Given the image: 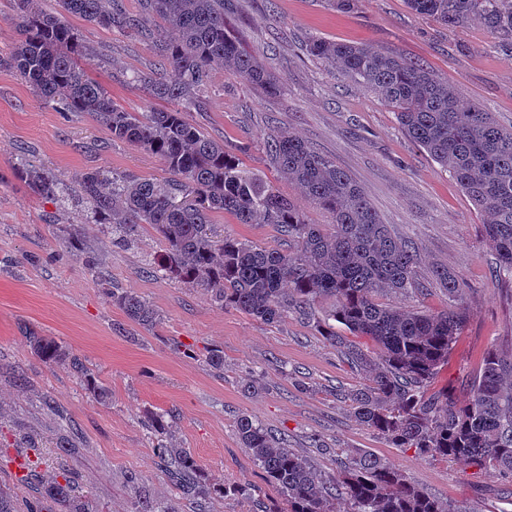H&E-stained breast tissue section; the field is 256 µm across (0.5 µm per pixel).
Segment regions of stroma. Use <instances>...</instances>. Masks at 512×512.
I'll return each mask as SVG.
<instances>
[{
	"instance_id": "35a3bbf8",
	"label": "stroma",
	"mask_w": 512,
	"mask_h": 512,
	"mask_svg": "<svg viewBox=\"0 0 512 512\" xmlns=\"http://www.w3.org/2000/svg\"><path fill=\"white\" fill-rule=\"evenodd\" d=\"M67 22L91 54L89 77L117 105L129 112L154 107L136 79L158 65L151 41L74 16ZM227 29L286 90L267 94L219 67L208 78L201 109L187 120L320 224L325 216L274 164L267 141L294 133L344 170L383 223L419 255L420 292L381 294L378 302L437 313L448 298L434 269L461 276L469 318L432 388H452L465 402L484 352L512 344V286L493 278L496 255L484 216L405 134L395 112L346 73L310 59L305 43L319 36L424 64L462 100L481 104L508 127L512 41L494 38L477 20L448 27L412 12L405 0H359L351 13L333 10L327 0H237ZM27 166L58 176L54 198L18 177ZM90 169L108 177L167 176L155 155L112 140L88 113L56 111L0 66V486L19 503L38 498L35 486L21 479L17 462L25 458L45 479L70 469L99 512H131L143 496L175 512H279L281 497L237 437L236 421L246 414L307 456L322 476L335 474L347 454L368 452L459 512H512V494L498 475L458 460L418 458L361 426L349 398L366 378L314 320L291 311L269 324L214 302L202 289L149 275L162 248L156 234L144 230L129 247L113 243L75 198L76 176ZM215 228L283 251L294 246L273 224H241L224 214ZM72 237L83 249L68 257ZM115 285L143 297L157 324L139 325L113 306L108 292ZM30 330L82 357L106 398L66 366L46 364L26 341ZM213 349L224 355L223 370L206 361ZM19 373L26 386H17ZM156 413L167 423L160 433L145 426ZM66 440L78 455L61 451ZM161 446L190 453L225 496L202 503L184 498L159 466Z\"/></svg>"
}]
</instances>
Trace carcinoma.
Returning <instances> with one entry per match:
<instances>
[{"label": "carcinoma", "instance_id": "cac0c4a2", "mask_svg": "<svg viewBox=\"0 0 512 512\" xmlns=\"http://www.w3.org/2000/svg\"><path fill=\"white\" fill-rule=\"evenodd\" d=\"M141 12L122 10L117 0H58L48 12L34 0H16L11 19L18 35L0 65L16 70L31 90L61 112H89L114 141L157 155L169 177L125 176L107 180L88 170L76 181L78 195L112 241L129 244L148 226L163 244L151 264L157 276L201 288L221 305L275 323L289 311L313 316L317 298L334 307L317 321L321 336L363 370L369 384L351 397L360 425L396 448L420 458L464 461L512 483V353L493 347L470 384L463 405L443 389L428 394L466 320L463 283L448 268L434 271L448 296V309L414 312L380 304V292L412 295L418 289L414 245L392 235L362 188L336 163L299 138L282 133L269 151L330 222L314 224L293 200L240 166L224 143L205 135L184 113L201 106V94L216 67L280 94L285 84L256 58L242 52L227 28L231 0H140ZM417 14L444 25L480 20L495 37L512 40V0H406ZM67 14L102 29L151 38L158 70L137 76L154 100L174 109L141 115L117 106L79 60L88 57ZM309 57L339 69L377 94L396 112L406 135L449 171L484 214L486 240L497 256L495 281L512 282V129L477 104L461 103L454 87L423 65L321 37L305 44ZM20 176L42 196H55L58 177L28 166ZM230 213L241 224H275L296 242L280 251L231 236L219 237L214 218ZM112 304L131 320L152 325L156 312L142 297L112 286ZM341 325L366 336L371 352L336 333ZM29 343L48 364L65 363L93 393L100 387L86 363L54 340L31 333ZM242 447L278 489L286 512H461L415 486L388 461L366 452L345 458L337 476L325 479L310 461L251 417L236 422ZM169 481L190 497H224L205 482L196 460L177 448H160ZM48 512H95L66 474L39 482Z\"/></svg>", "mask_w": 512, "mask_h": 512}]
</instances>
